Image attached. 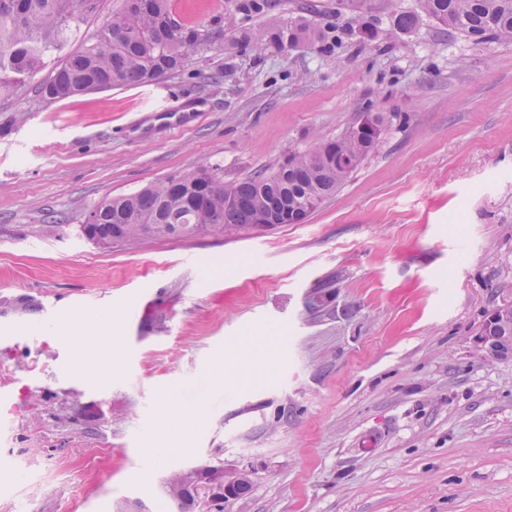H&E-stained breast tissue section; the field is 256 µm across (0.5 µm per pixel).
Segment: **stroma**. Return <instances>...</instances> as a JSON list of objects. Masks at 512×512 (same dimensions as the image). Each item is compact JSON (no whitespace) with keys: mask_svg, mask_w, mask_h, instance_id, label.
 I'll use <instances>...</instances> for the list:
<instances>
[{"mask_svg":"<svg viewBox=\"0 0 512 512\" xmlns=\"http://www.w3.org/2000/svg\"><path fill=\"white\" fill-rule=\"evenodd\" d=\"M241 2L173 0L209 35L179 76L0 95V392L29 389L0 432V512H164V478L217 463L253 472L224 512H512V362L473 343L512 300V45L426 17L393 35L388 0L365 41L337 0H276L328 40L228 55L216 17L266 23ZM365 112L402 123L307 223L80 231L105 198L271 171ZM268 336L260 362L239 346ZM106 348L111 373L76 369ZM167 396L202 416L161 420Z\"/></svg>","mask_w":512,"mask_h":512,"instance_id":"35a3bbf8","label":"stroma"}]
</instances>
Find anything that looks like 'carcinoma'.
I'll return each instance as SVG.
<instances>
[{"instance_id":"cac0c4a2","label":"carcinoma","mask_w":512,"mask_h":512,"mask_svg":"<svg viewBox=\"0 0 512 512\" xmlns=\"http://www.w3.org/2000/svg\"><path fill=\"white\" fill-rule=\"evenodd\" d=\"M99 0H0V92L35 77L46 57L64 50L72 34L98 10ZM421 12L397 9L393 27L414 30L426 16L450 34L476 45L512 43V0H419ZM339 9L361 20L374 9L373 0H339ZM204 34L178 21L172 0H122L97 36L84 49L65 58L40 84L47 102L85 92L172 77L184 70L188 51ZM325 31L303 19L282 22L271 16L262 46L281 50L318 44ZM397 114L366 113L369 134L352 125L336 138L288 157L270 174L255 173L224 182L202 168L172 177L136 192L105 198L90 209L80 225L96 244L134 243L145 237H194L206 232L262 228L278 210L288 223L304 224L333 197L352 173L375 154L393 127ZM236 483L224 497V481ZM162 494L174 505L169 490L180 491L181 512H224V502L247 495L252 479L224 474L214 464L190 476L184 485L161 483Z\"/></svg>"}]
</instances>
